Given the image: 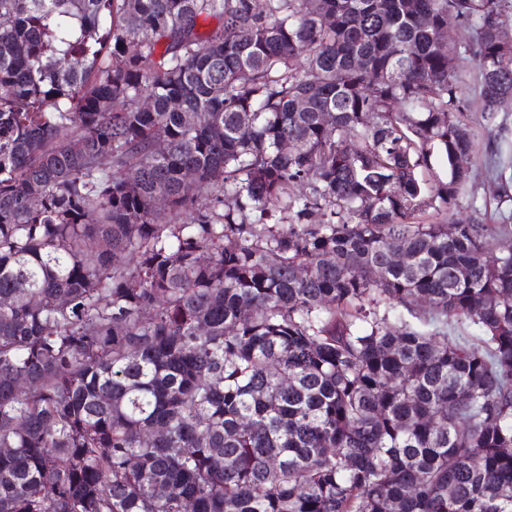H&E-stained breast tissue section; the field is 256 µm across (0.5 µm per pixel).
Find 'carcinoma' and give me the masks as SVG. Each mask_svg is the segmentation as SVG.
<instances>
[{
  "label": "carcinoma",
  "mask_w": 512,
  "mask_h": 512,
  "mask_svg": "<svg viewBox=\"0 0 512 512\" xmlns=\"http://www.w3.org/2000/svg\"><path fill=\"white\" fill-rule=\"evenodd\" d=\"M450 15L492 123L512 0H0V512H512ZM456 23V20L452 16H448V26L442 27L438 31L437 35V42L439 47L448 53L449 57H454L455 52H452L450 48L448 47V33L451 28V26ZM472 36V31L465 26L462 25H455L451 28L450 31V38H449V44L451 47L455 46H463L465 45V42L469 40Z\"/></svg>",
  "instance_id": "1"
}]
</instances>
